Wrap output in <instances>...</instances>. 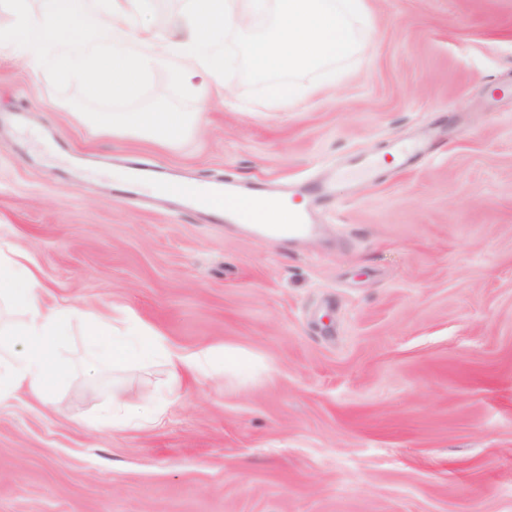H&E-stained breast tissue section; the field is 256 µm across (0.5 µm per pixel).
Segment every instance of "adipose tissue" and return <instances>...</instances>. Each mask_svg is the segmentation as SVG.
I'll return each mask as SVG.
<instances>
[{"instance_id":"ef3b65f1","label":"adipose tissue","mask_w":512,"mask_h":512,"mask_svg":"<svg viewBox=\"0 0 512 512\" xmlns=\"http://www.w3.org/2000/svg\"><path fill=\"white\" fill-rule=\"evenodd\" d=\"M38 267L28 253L0 251V302L24 314L22 322L7 319L0 312V402L23 391L44 399L48 377L57 373L56 351L70 339L76 323H83L89 333L105 327L103 318L89 319L79 309L49 308L38 297ZM22 337L23 351L13 347V337ZM159 405L149 394L129 399L123 393L112 397V424L118 428L141 427L158 421Z\"/></svg>"}]
</instances>
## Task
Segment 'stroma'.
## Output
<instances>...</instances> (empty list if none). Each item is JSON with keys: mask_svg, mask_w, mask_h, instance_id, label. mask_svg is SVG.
<instances>
[{"mask_svg": "<svg viewBox=\"0 0 512 512\" xmlns=\"http://www.w3.org/2000/svg\"><path fill=\"white\" fill-rule=\"evenodd\" d=\"M367 5L336 88L284 108L233 76L171 146L92 132L76 86L0 46V250L35 258L44 305L111 317L75 326L48 405L0 406V512H512V0ZM134 157L326 183L323 232L284 244L126 199L112 173ZM140 328L210 370L113 366ZM118 387L162 422L113 428Z\"/></svg>", "mask_w": 512, "mask_h": 512, "instance_id": "35a3bbf8", "label": "stroma"}]
</instances>
